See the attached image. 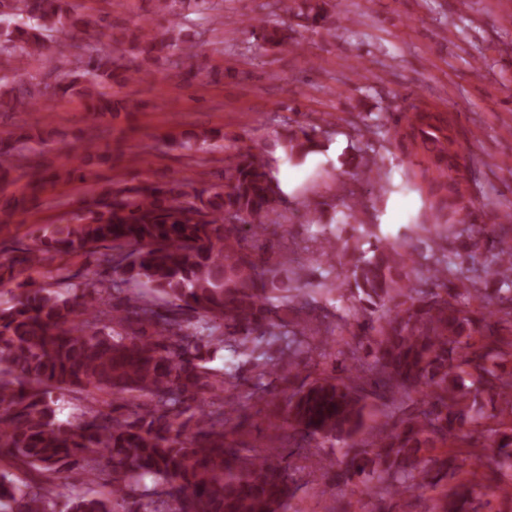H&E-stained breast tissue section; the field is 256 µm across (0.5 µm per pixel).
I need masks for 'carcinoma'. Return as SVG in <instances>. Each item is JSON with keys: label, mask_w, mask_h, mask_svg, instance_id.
I'll use <instances>...</instances> for the list:
<instances>
[{"label": "carcinoma", "mask_w": 512, "mask_h": 512, "mask_svg": "<svg viewBox=\"0 0 512 512\" xmlns=\"http://www.w3.org/2000/svg\"><path fill=\"white\" fill-rule=\"evenodd\" d=\"M223 0H151L149 13L166 25L159 35L124 42L108 18L112 0H0V113L49 110L77 96L87 110L127 108L119 89L150 75L149 62L184 69L196 57L195 35L180 17L190 10L224 26ZM54 55L36 75L46 42ZM404 138L436 153L420 177L432 191L459 185L453 159L460 145L433 116L421 112ZM320 126L291 132L281 143L303 160L320 148ZM224 139L220 130L196 135L198 149ZM23 137L0 131V187L30 162ZM284 194L262 152L227 157L224 186L190 191L177 180L145 181L98 192L72 219L40 230L0 269L37 270L49 261L96 257L111 270L103 283L72 282L66 292L28 278L0 306V463L34 474L21 484L0 470V512H55L58 474L81 468L94 476L106 464L105 494L69 495V512H116L133 500L137 512H288L295 496L292 457H261L237 443L246 418L231 394L233 379L250 363L269 425H288L289 442L305 447L334 441L348 449L339 485L362 479L381 500L403 492L454 487L429 497L425 512H476L484 494L512 506V273L501 271L511 251L470 224L462 254L492 255L496 299L503 317L470 308L471 289L426 268L434 287L419 288L412 244L381 238L351 266L341 284L363 315L355 323L371 363L341 376L319 374L290 387L299 356L310 348L306 309L315 289L256 244L285 218ZM235 216L250 233L225 223ZM339 224L315 250L336 252ZM221 351L232 360L210 366ZM380 396L412 399L399 423H384L371 448H362L370 381ZM79 393L76 415L58 417L54 392ZM479 434L495 449L469 458L430 450L461 446Z\"/></svg>", "instance_id": "obj_1"}]
</instances>
